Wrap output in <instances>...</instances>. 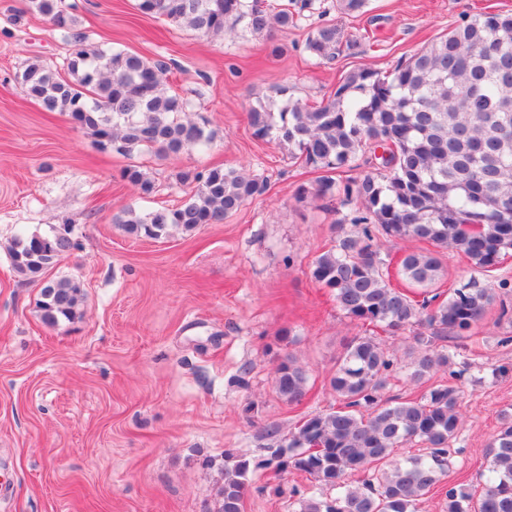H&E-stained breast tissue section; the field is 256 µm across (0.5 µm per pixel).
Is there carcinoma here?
Segmentation results:
<instances>
[{"instance_id":"carcinoma-1","label":"carcinoma","mask_w":512,"mask_h":512,"mask_svg":"<svg viewBox=\"0 0 512 512\" xmlns=\"http://www.w3.org/2000/svg\"><path fill=\"white\" fill-rule=\"evenodd\" d=\"M146 14L207 35L242 26L271 35L301 26L314 0H289L276 11L265 0H137ZM28 9L48 18L73 52L61 72L32 63L21 75L29 96L50 112H65L107 148L115 142L131 154L143 147L161 156L202 150L212 140L205 119L186 113V102L164 88L165 67L127 50L105 51L87 44L62 0H28ZM336 23L326 20L308 32L306 50L321 64L355 46ZM255 137L275 139L305 165L322 172L302 184L300 201L356 203L337 244L314 262L312 277L334 292L351 319L392 334L418 326L412 376L418 380L448 368L441 342L461 338L484 317L493 300L489 288L471 281L443 293L442 251L451 249L482 275L512 255V13L466 18L385 72L363 67L347 73L333 95L317 107L288 98L259 99L247 112ZM383 149L386 174L367 173L344 183L333 174L357 167L359 157ZM122 178L152 192L134 166ZM197 183L181 207L138 212L124 208L114 223L135 237L159 239L173 227L186 232L218 224L267 183L245 170L213 167L184 172ZM426 244L403 253L396 269L380 256L378 236ZM75 248L69 230L18 234L9 248L13 271L40 282L41 320L55 326L76 318L83 298L74 278L47 272ZM398 277L400 286L391 284ZM420 291L417 300L409 289ZM398 364L374 336L354 338L344 349L330 387L342 407L305 419L288 441L256 463L224 451V486L217 512H243L253 472L293 469L319 486L300 498L299 512H418V504L447 476L450 444L459 425L460 388L431 386L417 400L386 398ZM276 391L289 403L307 394L305 371L289 356L276 369ZM418 453L403 460L396 449L409 443ZM479 473L481 490L445 488V512H512V412L501 414L499 430ZM355 474L363 475L357 482Z\"/></svg>"}]
</instances>
